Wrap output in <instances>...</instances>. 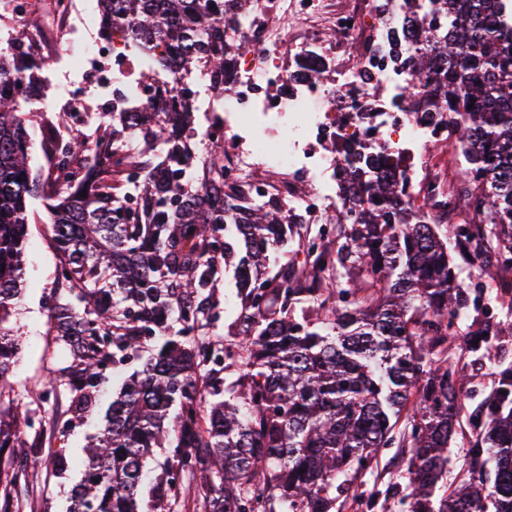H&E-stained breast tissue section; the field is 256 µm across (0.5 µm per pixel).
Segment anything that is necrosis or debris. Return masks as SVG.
<instances>
[{
	"instance_id": "1",
	"label": "necrosis or debris",
	"mask_w": 512,
	"mask_h": 512,
	"mask_svg": "<svg viewBox=\"0 0 512 512\" xmlns=\"http://www.w3.org/2000/svg\"><path fill=\"white\" fill-rule=\"evenodd\" d=\"M35 5L0 0V12L27 26L37 44L65 36L67 56L52 88L67 122L91 129L92 113L136 111L179 83L200 114L201 146L224 145L225 203L283 205L330 238L329 216L343 208L344 160L330 151L334 142H363L396 159L413 196L447 191L454 180L439 159L448 149L446 127L408 112L414 43L401 42L395 54L377 45L406 15L405 0H391L382 15L375 0H255L251 18L228 31L240 51L225 76L227 94L204 70L141 80L145 54L121 34L99 35L96 0H54L47 17ZM328 30L335 41L325 40ZM368 39L375 48L356 53ZM257 44L262 53H254ZM311 65L323 70L322 82L303 79ZM302 177L310 183L305 193Z\"/></svg>"
}]
</instances>
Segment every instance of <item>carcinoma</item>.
Listing matches in <instances>:
<instances>
[{
    "mask_svg": "<svg viewBox=\"0 0 512 512\" xmlns=\"http://www.w3.org/2000/svg\"><path fill=\"white\" fill-rule=\"evenodd\" d=\"M99 2L101 34L159 41L146 70L204 69L222 82L238 50L226 28L253 0ZM406 2L384 47L417 44L408 109L446 120L460 162L451 205L462 218L443 237L426 220L443 204L406 195L393 159L365 144L340 149L348 208L334 241L307 238L275 205L224 206L222 144L211 145L210 176L185 175L196 108L176 86L167 95L177 111L136 112L133 151L121 150L127 127L96 113V139L72 133L59 174L44 178L30 165L29 127L48 152L63 124L37 82L44 58L24 28L0 48V321L20 293L29 202L41 197L61 278L78 287L56 304L53 325L73 357L62 372L71 418L93 404L103 371L148 349L86 448L70 512H142L156 448L168 458L149 512H168L187 491L200 512H331L348 492L353 508L365 494L351 489L393 447L403 449L411 512H512V373L481 406L467 475L445 482L468 395L448 347L467 336L478 351L488 332L462 328L469 296L449 247L512 288V0ZM221 265L233 268L240 299L224 344L201 334ZM18 353L0 334V382ZM44 425L31 410L0 419V457ZM28 468L0 469V512H19Z\"/></svg>",
    "mask_w": 512,
    "mask_h": 512,
    "instance_id": "1",
    "label": "carcinoma"
}]
</instances>
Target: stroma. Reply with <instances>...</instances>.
Returning a JSON list of instances; mask_svg holds the SVG:
<instances>
[{
    "mask_svg": "<svg viewBox=\"0 0 512 512\" xmlns=\"http://www.w3.org/2000/svg\"><path fill=\"white\" fill-rule=\"evenodd\" d=\"M48 215L41 199L30 202V224L25 256L21 297L6 317L11 333L17 339L21 353L4 385L6 398L0 403V417L11 418L17 407L26 406L53 416L63 414L71 394L66 386H58L48 399L41 400L36 392L58 377L70 363L68 354L58 344L51 323V310L57 300L70 291L69 283L59 277L63 258L56 249L47 229ZM458 279L463 287L476 293L477 302L469 308L471 319L487 325L490 338L480 353H472L463 341H456L450 357L469 376V397L466 411L456 427L448 450V476L456 478L466 464L469 442L475 432V418L482 403L496 390L503 370L512 369V332L507 331L506 301L512 292L493 287L488 277L479 275L476 267L455 259ZM142 362L131 359L125 365L107 369L95 405L79 419L73 420L62 438L38 437L39 464L30 472L29 491L20 512H69L73 487L82 477L84 448L90 437L105 425V416L123 381L140 371ZM64 450L67 464L58 467L57 450ZM395 449H386L365 476L373 498L365 512H397L399 501L407 495L395 459Z\"/></svg>",
    "mask_w": 512,
    "mask_h": 512,
    "instance_id": "1",
    "label": "stroma"
}]
</instances>
